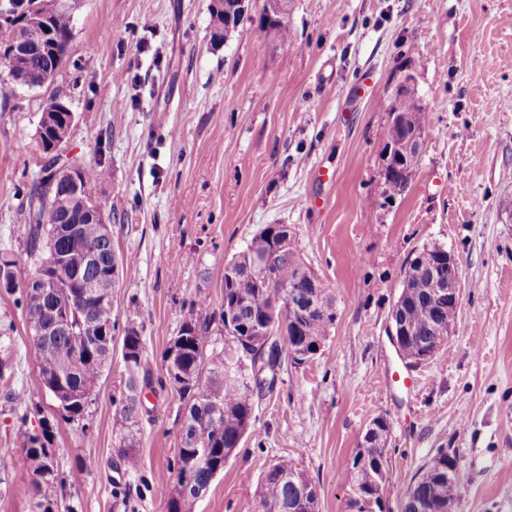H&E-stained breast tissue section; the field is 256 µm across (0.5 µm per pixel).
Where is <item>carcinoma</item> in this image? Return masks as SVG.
<instances>
[{
    "label": "carcinoma",
    "instance_id": "1",
    "mask_svg": "<svg viewBox=\"0 0 512 512\" xmlns=\"http://www.w3.org/2000/svg\"><path fill=\"white\" fill-rule=\"evenodd\" d=\"M211 41L219 46L238 31V22L222 9L210 8ZM73 16L58 11L49 19L50 44L29 58L7 68L3 101H9L19 88H29L36 72L56 73L67 56L72 37ZM260 28L273 43L291 40L288 15L278 14L260 19ZM390 111L401 112L407 127L390 128V144L400 143L412 127L424 125L419 98L396 95ZM420 158L393 160L386 180L396 193L405 191L413 181ZM107 170L100 166H82L77 177L91 186L104 180ZM58 215L60 223L42 222L46 209ZM29 254L37 257L53 247L60 254L70 256L69 266L81 274V285L71 288L50 287L38 291L29 287L35 271L8 253H0V287L11 293L20 290V301L26 324L36 353L41 382L58 406L71 419L81 418L88 407L94 389L103 373L112 366V289L98 287L99 279L109 268L114 254L112 238L101 232V225L87 220L79 201L65 184L51 186L40 177L28 192ZM255 235L250 244L224 264V306L232 309V330L224 335V343L211 339L210 325L225 322V312L210 314L204 319L183 321L178 334L184 336L179 370L182 378L174 380L180 399L185 404V415L180 435V446L175 463L176 478L189 470L195 482L208 488L216 472L224 470V460L237 448L239 440L251 432L255 396L250 388L251 371L269 338L268 332L278 336L297 337V343L306 348L319 347L328 336L334 321V301L326 295V310L311 311L298 318L300 328L293 332L288 323L291 312L273 305V295L288 284H296L302 291L298 301L304 306L308 298L305 281L298 278L302 267L295 240L280 246L278 234L272 235L271 262L266 278L253 276L249 253L260 244ZM97 254L98 262L84 264V250ZM430 255V268L413 276L409 294L405 296L397 316L411 329L405 350L408 355L434 344L438 339L435 324L456 321L457 313L448 308V302L436 297L430 288L434 276L446 279L454 275L448 265V251L436 246L423 247ZM143 340L134 326L124 328L122 360L126 380L120 400L119 414L125 432L118 446L119 456L128 468L139 466L137 447L143 387L151 383V371L143 363ZM48 428L42 433L24 436L23 448L32 470V485L39 512H55L58 491L65 483L55 464V449L50 447ZM209 448L206 456L197 454L199 447ZM387 460L381 448H358L351 463V495L347 512H386L383 494L384 472ZM462 486L465 473L459 465L448 468V452L441 450L419 473L401 501L400 512H448V477ZM313 485L307 473L288 457H281L271 465L260 480L256 512H310V507L298 500L301 487Z\"/></svg>",
    "mask_w": 512,
    "mask_h": 512
}]
</instances>
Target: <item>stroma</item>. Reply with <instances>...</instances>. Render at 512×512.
<instances>
[{"label":"stroma","mask_w":512,"mask_h":512,"mask_svg":"<svg viewBox=\"0 0 512 512\" xmlns=\"http://www.w3.org/2000/svg\"><path fill=\"white\" fill-rule=\"evenodd\" d=\"M210 0H77L68 56L51 82L0 101V252L27 256V192L43 154L47 101L75 122L65 159L102 165L91 188L123 260L113 314L135 325L160 374L188 313L224 301V264L269 224L295 231L301 261L334 299L319 351L284 360L256 398L246 436L190 512H253L269 465L288 457L346 512L348 469L384 417L392 512L439 449L466 479L458 512H512V0H292L293 40L258 19L220 46ZM95 72L87 83L86 72ZM411 79L424 110L419 170L385 180L389 108ZM459 264L461 308L448 341L410 368L388 328L411 260L426 246ZM0 512H35L25 432L49 420L67 477L57 512H167L180 445L177 391L147 394L138 472L116 449L120 350L82 420L43 387L25 314L0 288ZM97 466L81 471L83 460Z\"/></svg>","instance_id":"35a3bbf8"}]
</instances>
